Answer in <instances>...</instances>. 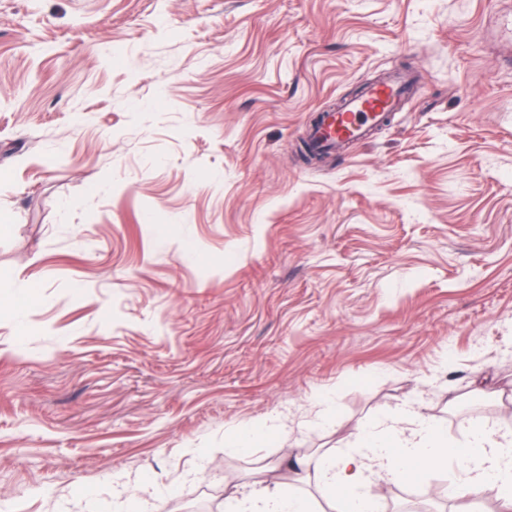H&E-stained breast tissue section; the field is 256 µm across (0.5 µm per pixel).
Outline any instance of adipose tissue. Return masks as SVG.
Wrapping results in <instances>:
<instances>
[{
	"label": "adipose tissue",
	"mask_w": 512,
	"mask_h": 512,
	"mask_svg": "<svg viewBox=\"0 0 512 512\" xmlns=\"http://www.w3.org/2000/svg\"><path fill=\"white\" fill-rule=\"evenodd\" d=\"M286 427L283 416H270L235 430L227 448L247 451ZM419 466L452 469L444 493L456 500V512H471L470 499L477 492L493 493L500 512H512V424L504 419L475 423L457 441L417 410L389 408L362 426L341 452L298 462L292 482L315 476L331 512H377L382 486L404 481ZM291 484L266 479L243 497L228 500L226 512H313L309 499ZM169 497L151 481H129L115 493V512H165Z\"/></svg>",
	"instance_id": "obj_1"
}]
</instances>
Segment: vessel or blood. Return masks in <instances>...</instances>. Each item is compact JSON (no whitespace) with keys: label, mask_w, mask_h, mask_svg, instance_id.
I'll use <instances>...</instances> for the list:
<instances>
[{"label":"vessel or blood","mask_w":512,"mask_h":512,"mask_svg":"<svg viewBox=\"0 0 512 512\" xmlns=\"http://www.w3.org/2000/svg\"><path fill=\"white\" fill-rule=\"evenodd\" d=\"M405 85V77L396 74L387 80L363 86L356 97L346 100L340 111L331 115L328 125L318 137L319 146L340 148L364 139L387 113L398 111Z\"/></svg>","instance_id":"vessel-or-blood-1"}]
</instances>
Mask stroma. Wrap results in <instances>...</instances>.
Here are the masks:
<instances>
[{
	"mask_svg": "<svg viewBox=\"0 0 512 512\" xmlns=\"http://www.w3.org/2000/svg\"><path fill=\"white\" fill-rule=\"evenodd\" d=\"M512 0H0V512L248 491L381 409L512 410ZM401 111L309 165L317 113ZM35 285L23 321L11 298ZM335 409L312 421L322 395ZM289 434L239 454L230 430ZM406 78L395 74L381 82H371L359 94L346 100L339 112L331 115L328 125L318 137L321 147H336L364 139L370 130L401 106ZM287 428V420L277 414L249 427L237 429L228 437L227 448L232 453L254 448L256 443L266 441ZM170 493L155 483L128 481L115 491L114 512H164Z\"/></svg>",
	"mask_w": 512,
	"mask_h": 512,
	"instance_id": "1",
	"label": "stroma"
}]
</instances>
